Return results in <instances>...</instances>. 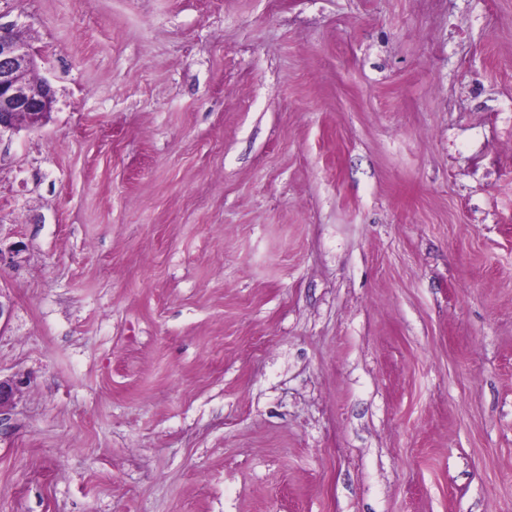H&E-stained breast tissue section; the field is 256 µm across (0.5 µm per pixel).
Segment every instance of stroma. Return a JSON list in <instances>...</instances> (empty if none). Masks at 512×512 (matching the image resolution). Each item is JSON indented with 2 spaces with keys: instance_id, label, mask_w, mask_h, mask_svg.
Wrapping results in <instances>:
<instances>
[{
  "instance_id": "1",
  "label": "stroma",
  "mask_w": 512,
  "mask_h": 512,
  "mask_svg": "<svg viewBox=\"0 0 512 512\" xmlns=\"http://www.w3.org/2000/svg\"><path fill=\"white\" fill-rule=\"evenodd\" d=\"M0 18V512H512V0ZM35 53L15 31L0 22V135L38 127L50 114L54 90L33 76Z\"/></svg>"
}]
</instances>
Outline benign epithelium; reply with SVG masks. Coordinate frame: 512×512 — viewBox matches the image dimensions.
<instances>
[{
  "instance_id": "1",
  "label": "benign epithelium",
  "mask_w": 512,
  "mask_h": 512,
  "mask_svg": "<svg viewBox=\"0 0 512 512\" xmlns=\"http://www.w3.org/2000/svg\"><path fill=\"white\" fill-rule=\"evenodd\" d=\"M35 53L15 31L0 23V133L38 127L50 114L54 90L33 76Z\"/></svg>"
}]
</instances>
